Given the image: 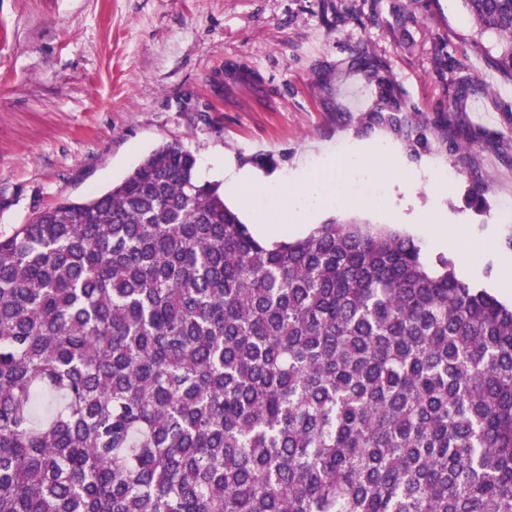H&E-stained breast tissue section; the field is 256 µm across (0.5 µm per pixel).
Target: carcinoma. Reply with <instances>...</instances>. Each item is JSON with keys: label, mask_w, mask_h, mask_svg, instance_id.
<instances>
[{"label": "carcinoma", "mask_w": 512, "mask_h": 512, "mask_svg": "<svg viewBox=\"0 0 512 512\" xmlns=\"http://www.w3.org/2000/svg\"><path fill=\"white\" fill-rule=\"evenodd\" d=\"M463 2L512 75V0ZM375 128L431 122L383 84ZM195 166L0 238V512H512V308L399 232L262 243Z\"/></svg>", "instance_id": "1"}]
</instances>
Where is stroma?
<instances>
[{
	"mask_svg": "<svg viewBox=\"0 0 512 512\" xmlns=\"http://www.w3.org/2000/svg\"><path fill=\"white\" fill-rule=\"evenodd\" d=\"M500 50L463 0H0V237L103 192L171 142L244 224L284 221L281 207L240 209L225 163L274 181L308 152L383 140L393 156L380 205L326 206L316 223L406 233L510 304L512 223L498 207L512 197V76L492 62ZM380 82L405 111L447 120L453 142L436 129L414 153L389 130L363 132ZM435 154L455 173L450 191L418 184ZM473 169L483 211L468 205ZM436 213L456 227L442 243Z\"/></svg>",
	"mask_w": 512,
	"mask_h": 512,
	"instance_id": "obj_1",
	"label": "stroma"
}]
</instances>
